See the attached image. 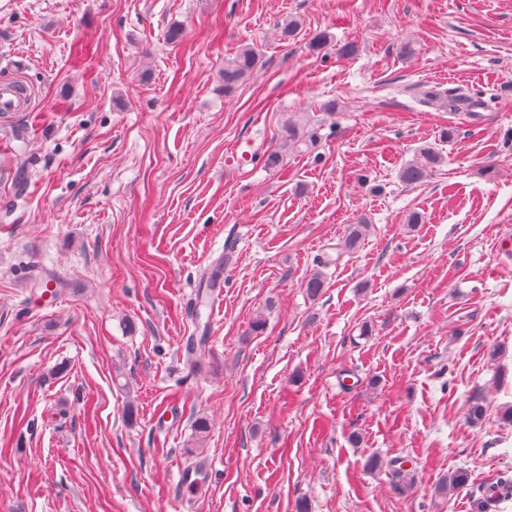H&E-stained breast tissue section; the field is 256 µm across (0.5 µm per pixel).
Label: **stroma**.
I'll return each mask as SVG.
<instances>
[{"mask_svg":"<svg viewBox=\"0 0 512 512\" xmlns=\"http://www.w3.org/2000/svg\"><path fill=\"white\" fill-rule=\"evenodd\" d=\"M245 45L262 65L225 93ZM11 80L31 109L0 112V512H474L512 472V0H0ZM290 119L314 141L268 168ZM428 143L442 164L403 183ZM406 460L398 457L390 461L393 475L395 477L394 487L399 491H405L414 487L416 483V470L413 464L405 466Z\"/></svg>","mask_w":512,"mask_h":512,"instance_id":"35a3bbf8","label":"stroma"}]
</instances>
